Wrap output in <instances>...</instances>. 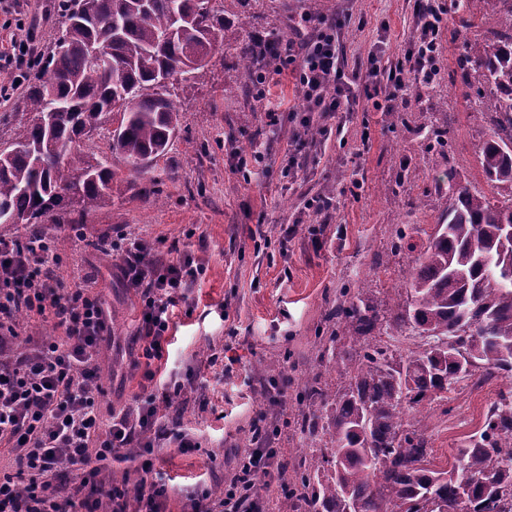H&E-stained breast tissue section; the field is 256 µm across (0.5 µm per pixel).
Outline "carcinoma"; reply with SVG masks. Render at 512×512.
I'll use <instances>...</instances> for the list:
<instances>
[{
	"label": "carcinoma",
	"mask_w": 512,
	"mask_h": 512,
	"mask_svg": "<svg viewBox=\"0 0 512 512\" xmlns=\"http://www.w3.org/2000/svg\"><path fill=\"white\" fill-rule=\"evenodd\" d=\"M212 0H70L55 44L15 104L20 115L0 154V206L22 224H82L112 198L121 163L146 175L178 130L177 84L230 41ZM112 58L105 70L94 47ZM462 82L481 77L479 111L491 127L479 164L491 187L512 186V27L461 64ZM109 153L80 143L99 132ZM512 199L461 186L415 260L405 292L380 315L364 290L335 310L337 330L355 337L338 392L303 391L302 431L326 439L295 471L299 497L284 512H448L467 495L466 512H512V387L500 392L480 432L451 468L433 464L423 420L406 410L445 399L452 384L483 375L512 377ZM417 336L418 349L395 355L379 336Z\"/></svg>",
	"instance_id": "obj_1"
}]
</instances>
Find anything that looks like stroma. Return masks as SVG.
<instances>
[{"instance_id": "stroma-1", "label": "stroma", "mask_w": 512, "mask_h": 512, "mask_svg": "<svg viewBox=\"0 0 512 512\" xmlns=\"http://www.w3.org/2000/svg\"><path fill=\"white\" fill-rule=\"evenodd\" d=\"M58 2L19 0L18 22L37 25L45 51L62 22ZM214 7L242 44L273 31L296 37L305 13L341 18L349 73L365 70L377 44L389 61L401 58L417 20L416 0H214ZM500 29L499 21L480 19L473 31L442 34L443 75ZM178 93L179 129L169 152L149 177L114 184L111 201L87 217L83 238L68 224L0 229L6 240L40 230L63 269L97 276L112 316V345L103 352L111 370L100 383L117 410L135 407L141 392L142 371L129 350L141 306L118 273V257L106 256L103 244L130 234L144 243L148 261L188 255L204 267L175 309L167 363L157 374L178 386L169 411L200 442L194 451L156 453V466L170 480L169 512H187L190 490L219 489L237 452L248 448L256 420L272 428L271 443L289 466L314 446L300 428V395L317 381L342 386V359L352 346L348 336L331 340L332 309L344 290L359 287L380 308L392 306L452 193L485 188L477 155L490 127L460 86L437 95L421 87L395 114L364 101L355 111L322 119L326 134L314 137L305 167L292 174L291 115L305 102L291 71L272 76L271 93L282 102L274 126L235 48L216 49ZM437 127L445 131L440 147ZM240 155L248 160L243 170L236 167ZM317 196L332 198L333 208L308 209ZM272 363L287 382L281 403L260 397ZM511 386L501 377L463 381L447 401L428 408L437 466H450L457 448L482 427L489 403Z\"/></svg>"}]
</instances>
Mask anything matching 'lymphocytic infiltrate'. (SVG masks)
<instances>
[{
	"label": "lymphocytic infiltrate",
	"mask_w": 512,
	"mask_h": 512,
	"mask_svg": "<svg viewBox=\"0 0 512 512\" xmlns=\"http://www.w3.org/2000/svg\"><path fill=\"white\" fill-rule=\"evenodd\" d=\"M10 0H0V72L24 71L37 54L32 28L11 17ZM301 41L263 45L264 64L255 72L259 95L267 96L266 64L292 67L306 103L296 114L289 169L309 141L316 117L354 111L361 99L396 112L408 107L414 88L425 85L440 67L439 39L448 23L446 0H421L418 22L403 58L391 63L371 53L365 74H346L339 44L341 19L304 17ZM121 274L140 296L141 319L132 344L149 385L136 412L101 417L103 398L99 359L112 342L111 315L95 280L62 270L56 253L40 233L27 242L0 239V451L12 455L16 471L0 478V512H166L169 486L156 470V449L197 448V439L173 428L164 412L169 386L155 387L156 367L171 341L174 309L188 281L203 274L191 258L178 263L147 262L142 244L122 254ZM51 320L61 340L21 351L15 340L23 329L19 314ZM130 449L141 457V476L133 488L100 481L113 453ZM281 469L280 449L255 443L241 453L224 476V494H188L189 512H268L271 477Z\"/></svg>",
	"instance_id": "f902f5d3"
}]
</instances>
